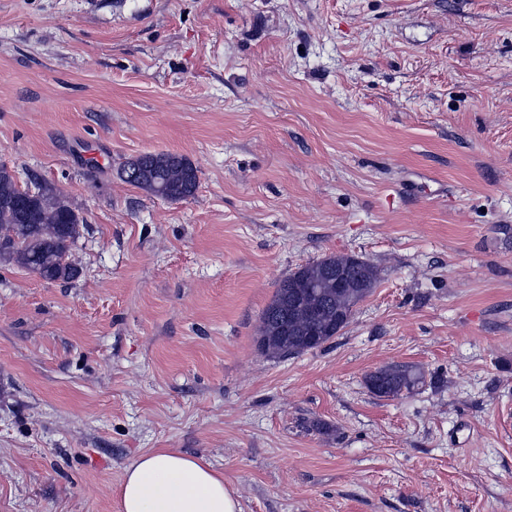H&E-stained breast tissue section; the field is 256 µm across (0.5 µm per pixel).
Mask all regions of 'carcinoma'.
<instances>
[{
	"instance_id": "cac0c4a2",
	"label": "carcinoma",
	"mask_w": 512,
	"mask_h": 512,
	"mask_svg": "<svg viewBox=\"0 0 512 512\" xmlns=\"http://www.w3.org/2000/svg\"><path fill=\"white\" fill-rule=\"evenodd\" d=\"M120 179L146 193L167 200L194 194L196 167L185 157L167 152L143 153L125 161ZM83 217L66 196L51 185L40 186L28 201L12 172L0 169V227H8L17 244L0 250V265L25 268L50 282L69 281L77 267L69 261L71 246L80 236ZM351 256L336 254L301 266L279 284L256 328L259 349L271 357L299 355L325 346L350 323L355 307L375 288L374 265L364 263L365 288L338 295L326 273L329 267L350 263ZM377 378L378 397L395 398L424 383L421 371L404 364H389L366 377Z\"/></svg>"
}]
</instances>
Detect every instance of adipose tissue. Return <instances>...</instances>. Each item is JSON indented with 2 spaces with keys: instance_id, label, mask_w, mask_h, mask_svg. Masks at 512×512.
Segmentation results:
<instances>
[{
  "instance_id": "adipose-tissue-1",
  "label": "adipose tissue",
  "mask_w": 512,
  "mask_h": 512,
  "mask_svg": "<svg viewBox=\"0 0 512 512\" xmlns=\"http://www.w3.org/2000/svg\"><path fill=\"white\" fill-rule=\"evenodd\" d=\"M121 512H241L236 493L209 463L153 449L125 468Z\"/></svg>"
}]
</instances>
